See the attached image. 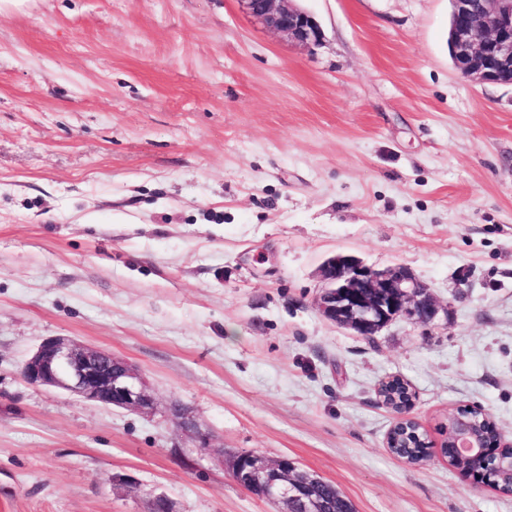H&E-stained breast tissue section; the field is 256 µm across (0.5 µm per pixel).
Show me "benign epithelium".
I'll return each mask as SVG.
<instances>
[{"label": "benign epithelium", "mask_w": 512, "mask_h": 512, "mask_svg": "<svg viewBox=\"0 0 512 512\" xmlns=\"http://www.w3.org/2000/svg\"><path fill=\"white\" fill-rule=\"evenodd\" d=\"M246 11L270 30L300 45L316 44L322 32L317 22L295 7L293 0H240ZM448 49L453 65L465 78L512 86V0H450ZM323 287L317 304L323 315L355 336L369 338L395 319L414 325L434 323L439 306L426 285L404 266L374 269L352 255L329 258L321 270ZM22 374L31 385L54 387L105 406L149 415L156 401L142 373L112 353L64 336L45 338L25 362ZM461 407L448 417L443 446L451 449L449 463H467L465 473L476 484L497 486L512 475V445L501 446L499 430L476 434L473 411ZM170 420L199 447H208L194 416L187 409H169ZM233 468L238 483L252 494L281 506V512H321L317 498L298 493L316 487L322 478L294 460L269 459L246 453Z\"/></svg>", "instance_id": "1"}]
</instances>
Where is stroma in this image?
Wrapping results in <instances>:
<instances>
[{"mask_svg":"<svg viewBox=\"0 0 512 512\" xmlns=\"http://www.w3.org/2000/svg\"><path fill=\"white\" fill-rule=\"evenodd\" d=\"M296 5L320 43L240 0L0 13V512H279L232 478L242 452L355 512H512L440 450L462 406L512 441V87L455 69L449 0ZM338 254L407 267L447 317L338 327L316 304ZM50 336L136 366L157 412L27 383ZM392 376L423 464L385 444ZM170 420L193 439L199 442L200 448H207V439L200 432L198 424L194 416L187 409L179 406H174L169 409ZM317 493L324 503L325 512H354L350 500L344 497L331 483L323 481L319 485Z\"/></svg>","mask_w":512,"mask_h":512,"instance_id":"35a3bbf8","label":"stroma"}]
</instances>
